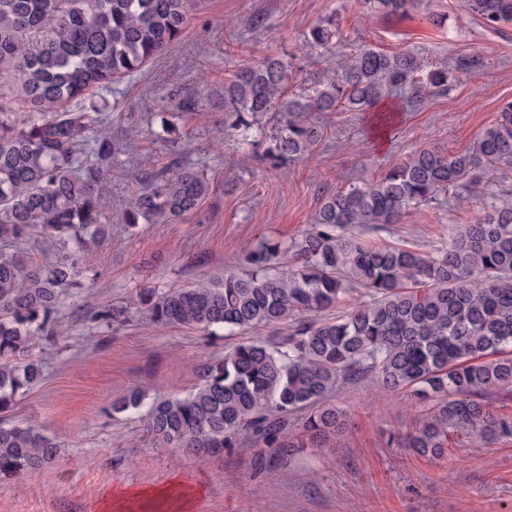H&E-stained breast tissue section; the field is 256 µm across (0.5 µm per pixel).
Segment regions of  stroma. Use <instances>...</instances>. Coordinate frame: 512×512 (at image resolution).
I'll list each match as a JSON object with an SVG mask.
<instances>
[{
    "mask_svg": "<svg viewBox=\"0 0 512 512\" xmlns=\"http://www.w3.org/2000/svg\"><path fill=\"white\" fill-rule=\"evenodd\" d=\"M330 18L344 36L338 57L347 45L366 42L442 65L477 55L484 65L423 101L404 93L385 99L381 108L392 122L383 131L373 112L320 113L315 154L274 166L260 135L272 114L256 116L242 132L224 109V83L241 68L283 55L291 91L318 87L335 70L304 40ZM108 100L105 130L122 146L106 179L103 215L112 234L92 247L94 271L70 288L59 313L63 336L37 351L43 379L11 416L54 436L61 448L40 470L0 477V512H104L124 493L127 512H175L148 497L173 483L194 492L192 512H512V443L422 458L394 441L413 426V398L380 397L361 383L333 395L349 419L339 447L282 457L244 440L210 458L162 447L138 415L113 413V403L132 389L187 395L200 359L223 353L235 337L94 318L145 284L178 287L241 271L261 239L288 242L310 230L323 190L378 179L423 148L471 147L512 100V22L490 30L467 0H424L405 14L371 12L364 0H207L180 42ZM187 101L196 102L195 111L184 110ZM165 124L171 133L163 141ZM175 162L207 171L213 190L197 210L133 229L118 223L140 178ZM481 208L473 195H444L362 237L432 251L447 245L452 225L473 223Z\"/></svg>",
    "mask_w": 512,
    "mask_h": 512,
    "instance_id": "obj_1",
    "label": "stroma"
}]
</instances>
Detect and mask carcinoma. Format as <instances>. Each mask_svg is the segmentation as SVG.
<instances>
[{
    "mask_svg": "<svg viewBox=\"0 0 512 512\" xmlns=\"http://www.w3.org/2000/svg\"><path fill=\"white\" fill-rule=\"evenodd\" d=\"M204 0H0V412L43 376L39 345L61 335L58 311L92 245L106 239L103 188L118 147L104 132L110 115L98 100L181 40ZM422 0H366L377 13H406ZM489 29L512 22V0H468ZM336 21L312 28L305 45L328 50ZM484 65L461 56L433 67L412 51L384 53L368 44L343 57L335 77L312 94L285 95L284 62L266 57L224 83V111L277 112L268 156L283 164L311 155L321 132L311 112L344 105L366 111L388 93L413 98L444 91ZM512 168V101L473 147L423 148L379 180L322 195L317 224L290 242L264 239L248 269L195 286L136 289L128 302L98 312L107 322L137 313L163 327L246 333L257 326L292 329L271 345L248 339L204 360L184 397H155L146 430L167 448L220 456L243 439L267 448H325L348 426L331 401L338 386L368 382L418 403L403 445L441 459L466 441H512V204L485 203L472 224H456L448 246L372 245L351 233L397 224L413 206L475 189L492 171ZM204 170L177 166L143 180L122 212L133 228L178 219L210 195ZM35 238L54 258L38 263ZM365 300L336 308L352 285ZM140 389L114 405L136 411ZM60 444L32 426H0V474L21 475L55 459Z\"/></svg>",
    "mask_w": 512,
    "mask_h": 512,
    "instance_id": "cac0c4a2",
    "label": "carcinoma"
}]
</instances>
